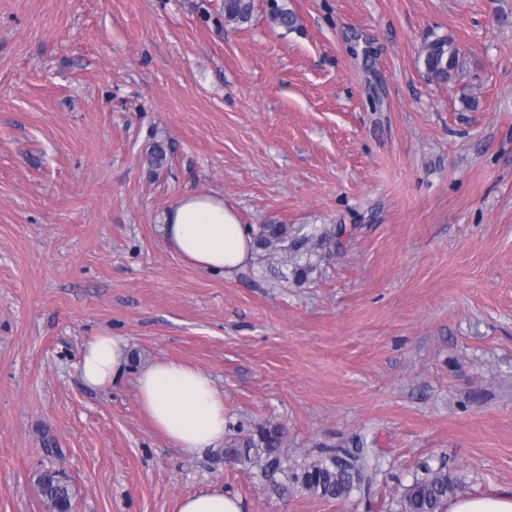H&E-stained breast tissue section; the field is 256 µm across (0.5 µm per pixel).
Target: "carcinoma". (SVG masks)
I'll return each mask as SVG.
<instances>
[{
	"instance_id": "obj_1",
	"label": "carcinoma",
	"mask_w": 512,
	"mask_h": 512,
	"mask_svg": "<svg viewBox=\"0 0 512 512\" xmlns=\"http://www.w3.org/2000/svg\"><path fill=\"white\" fill-rule=\"evenodd\" d=\"M254 9L253 0H224V17L229 22L246 23ZM271 20L281 27H292L296 15L273 4ZM459 61V52L445 37L430 41L424 47L422 64L427 75L437 81L448 78ZM285 430L281 426H258L240 446L224 449L229 462L256 461L265 471L275 474L282 470L280 449ZM423 475L414 479L401 499V512H447L448 496L455 491V483L444 468L422 465ZM369 463L363 449L350 451L338 448L328 456L307 464L297 480L303 488L324 498L348 497L368 480ZM37 485L52 512H71L75 498L73 485L56 470H45L37 475Z\"/></svg>"
}]
</instances>
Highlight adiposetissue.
I'll return each mask as SVG.
<instances>
[{"instance_id": "1", "label": "adipose tissue", "mask_w": 512, "mask_h": 512, "mask_svg": "<svg viewBox=\"0 0 512 512\" xmlns=\"http://www.w3.org/2000/svg\"><path fill=\"white\" fill-rule=\"evenodd\" d=\"M162 224L171 249L198 270L230 275L252 257V239L222 196L184 192L164 212ZM129 359L125 337L99 332L82 348L81 379L94 389L111 388L123 378ZM137 401L153 426L185 455L201 454L224 439V394L202 368L169 360L150 364L137 377ZM178 512H242V506L216 484L181 498Z\"/></svg>"}]
</instances>
